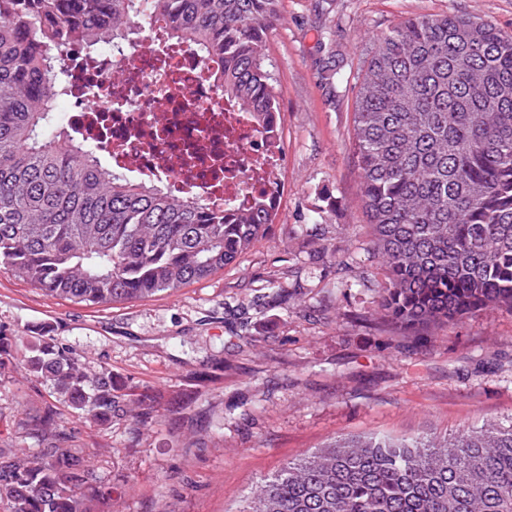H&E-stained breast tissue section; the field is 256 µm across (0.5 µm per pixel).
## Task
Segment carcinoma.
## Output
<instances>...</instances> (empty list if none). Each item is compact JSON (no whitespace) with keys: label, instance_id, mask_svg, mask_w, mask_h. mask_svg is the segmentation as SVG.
Listing matches in <instances>:
<instances>
[{"label":"carcinoma","instance_id":"cac0c4a2","mask_svg":"<svg viewBox=\"0 0 512 512\" xmlns=\"http://www.w3.org/2000/svg\"><path fill=\"white\" fill-rule=\"evenodd\" d=\"M279 0H0V271L89 305L175 292L224 269L273 223L275 191L238 209L104 167L51 129L65 57L163 25L277 144L262 67ZM353 151L385 282L379 318L407 333L512 310V36L463 15L407 17L375 39ZM19 337L0 331V368ZM21 364L56 399L23 421L32 455L0 448L4 512H88L111 488L81 468L63 408L99 425L132 413L112 368L83 370L37 338ZM239 512H512V423L450 437L338 439L264 477Z\"/></svg>","mask_w":512,"mask_h":512}]
</instances>
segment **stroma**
I'll return each mask as SVG.
<instances>
[{
	"label": "stroma",
	"instance_id": "obj_1",
	"mask_svg": "<svg viewBox=\"0 0 512 512\" xmlns=\"http://www.w3.org/2000/svg\"><path fill=\"white\" fill-rule=\"evenodd\" d=\"M267 43L284 143L273 224L224 270L172 294L86 306L0 272V327L50 328L88 369L153 397L146 424L90 423L69 446L112 488L93 512H235L255 482L341 434L409 435L512 420V312L411 335L382 322L373 233L351 149L374 39L401 19L457 13L512 35V0H280ZM333 50H326V40ZM335 60L344 79L322 78ZM54 396L0 372V448Z\"/></svg>",
	"mask_w": 512,
	"mask_h": 512
}]
</instances>
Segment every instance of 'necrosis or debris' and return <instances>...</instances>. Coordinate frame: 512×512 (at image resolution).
I'll return each instance as SVG.
<instances>
[{"label": "necrosis or debris", "mask_w": 512, "mask_h": 512, "mask_svg": "<svg viewBox=\"0 0 512 512\" xmlns=\"http://www.w3.org/2000/svg\"><path fill=\"white\" fill-rule=\"evenodd\" d=\"M68 130L104 142L120 168L214 206L280 183V154L241 113L198 55L152 32L133 51L74 49L67 58Z\"/></svg>", "instance_id": "necrosis-or-debris-1"}]
</instances>
